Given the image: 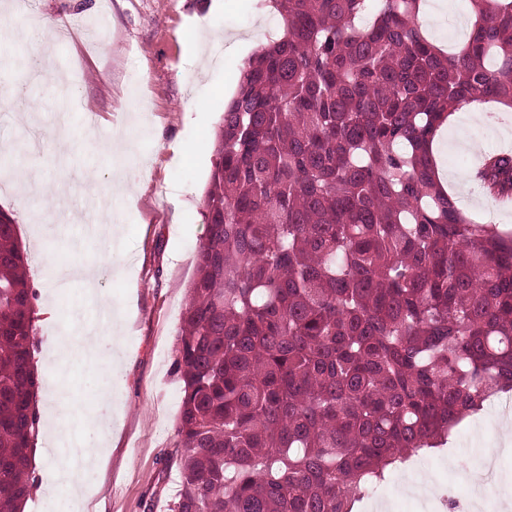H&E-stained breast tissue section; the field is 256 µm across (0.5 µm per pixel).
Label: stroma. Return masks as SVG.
Returning <instances> with one entry per match:
<instances>
[{
	"instance_id": "1",
	"label": "stroma",
	"mask_w": 512,
	"mask_h": 512,
	"mask_svg": "<svg viewBox=\"0 0 512 512\" xmlns=\"http://www.w3.org/2000/svg\"><path fill=\"white\" fill-rule=\"evenodd\" d=\"M11 45L22 65L0 63V149L19 164L0 176V212L8 214L28 253L35 311L33 351L46 375L54 340H75L84 325L106 322L86 300L94 287L128 309L118 332L119 369L100 385L81 363L69 368L71 396L85 411L112 392L110 429L90 512H163L175 477L161 459L173 442L181 384L172 370L177 329L205 234L204 192L211 143L243 62L283 29L267 0H11ZM456 124L484 150H512V112L499 121ZM39 175L28 180L26 164ZM133 195L115 209L89 208L116 182ZM112 231L101 236L100 223ZM54 397L40 389L42 427L34 445L36 481L26 512H49L60 444L74 445L84 427L53 434ZM487 403L465 419L445 447L390 472L380 487L392 512H419L407 485L428 473L458 503L498 449L497 482L512 498V443H504Z\"/></svg>"
}]
</instances>
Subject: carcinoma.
I'll list each match as a JSON object with an SVG mask.
<instances>
[{"label": "carcinoma", "instance_id": "cac0c4a2", "mask_svg": "<svg viewBox=\"0 0 512 512\" xmlns=\"http://www.w3.org/2000/svg\"><path fill=\"white\" fill-rule=\"evenodd\" d=\"M468 2L448 52L421 0H270L283 34L216 133L166 512H354L512 392V232L466 215L431 154L464 104L512 108V0ZM474 186L512 202V151ZM26 264L0 212V512H23L40 425Z\"/></svg>", "mask_w": 512, "mask_h": 512}]
</instances>
